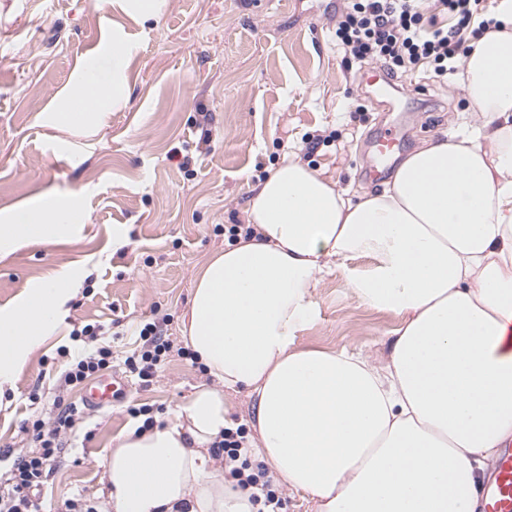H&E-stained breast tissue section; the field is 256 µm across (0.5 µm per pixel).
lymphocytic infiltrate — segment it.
Returning <instances> with one entry per match:
<instances>
[{
    "label": "lymphocytic infiltrate",
    "instance_id": "f902f5d3",
    "mask_svg": "<svg viewBox=\"0 0 512 512\" xmlns=\"http://www.w3.org/2000/svg\"><path fill=\"white\" fill-rule=\"evenodd\" d=\"M427 0H346L336 21V40L345 55L361 62L382 63L390 73L404 74L418 64L428 65L434 78L447 80L457 70L460 56L467 53L469 42L480 39L493 23L494 4L490 0H439L450 24L439 25L426 18ZM88 339L66 362L64 383L78 386L86 379L112 366V349L96 345L102 327L85 325L81 329ZM141 344L126 354L125 371L144 383L150 382L170 355L189 359L193 352L174 347L162 334L158 322L139 328ZM78 413L76 406L60 405L53 423L36 419L25 425L36 444L34 452L14 461L7 474L8 494L0 495V512H41L37 491L60 457V436L71 429ZM245 427L228 429L213 452L225 464H239L243 474L239 485L251 491L258 512H281L282 494L266 478L265 469H252L243 459L246 448Z\"/></svg>",
    "mask_w": 512,
    "mask_h": 512
}]
</instances>
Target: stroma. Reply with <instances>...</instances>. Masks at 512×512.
<instances>
[{
  "instance_id": "35a3bbf8",
  "label": "stroma",
  "mask_w": 512,
  "mask_h": 512,
  "mask_svg": "<svg viewBox=\"0 0 512 512\" xmlns=\"http://www.w3.org/2000/svg\"><path fill=\"white\" fill-rule=\"evenodd\" d=\"M342 0H166L160 19L138 22L112 0H0V219L34 202L77 209L76 233L39 238L0 253V307L42 279L63 276L76 291L67 315L11 388L0 393L6 461L32 451L24 423L51 421L64 389L65 350L76 329L103 324L99 344L136 345L137 321L165 320L183 346L182 317L196 272L228 243L224 227L247 221L259 181L288 155L324 171L356 197L381 190L366 168L370 141L404 132L388 160L396 169L423 142L469 110L459 76L436 82L426 65L394 76L401 91L359 90L360 64L336 44ZM135 45L127 101L96 128L62 121L59 105L83 72L108 55L113 24ZM317 322L300 348L387 346L395 315L356 300L339 274L318 288ZM191 360L171 356L149 384L85 411L62 435V458L44 482V512L82 492L104 512L102 461L133 425L132 406L160 414L212 384Z\"/></svg>"
}]
</instances>
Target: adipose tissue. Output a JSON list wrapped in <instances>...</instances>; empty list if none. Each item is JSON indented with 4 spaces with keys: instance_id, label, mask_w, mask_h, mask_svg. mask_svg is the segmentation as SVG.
<instances>
[{
    "instance_id": "ef3b65f1",
    "label": "adipose tissue",
    "mask_w": 512,
    "mask_h": 512,
    "mask_svg": "<svg viewBox=\"0 0 512 512\" xmlns=\"http://www.w3.org/2000/svg\"><path fill=\"white\" fill-rule=\"evenodd\" d=\"M135 46L68 95L67 123L103 117L125 92ZM471 121L426 142L378 192L349 198L322 171L284 158L255 188L257 229L197 271L182 333L216 386L153 427L129 429L102 462L108 512H256L212 444L230 427L225 391L255 400L250 450L274 486L314 512H475L477 490L512 444V0L465 59ZM63 229L57 209L15 210L0 249ZM372 258L362 272L351 262ZM399 322L384 353L299 349L317 287ZM71 291L48 278L0 308V389L60 322Z\"/></svg>"
}]
</instances>
